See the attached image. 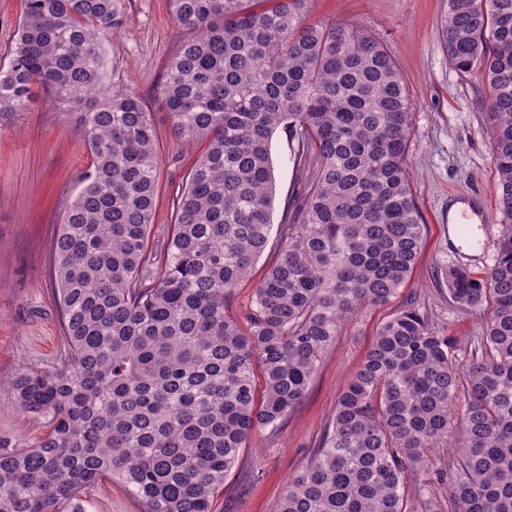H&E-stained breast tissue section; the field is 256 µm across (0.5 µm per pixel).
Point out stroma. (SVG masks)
Masks as SVG:
<instances>
[{"label": "stroma", "mask_w": 512, "mask_h": 512, "mask_svg": "<svg viewBox=\"0 0 512 512\" xmlns=\"http://www.w3.org/2000/svg\"><path fill=\"white\" fill-rule=\"evenodd\" d=\"M444 0H313L309 22L361 24L382 42L401 69L414 103L406 154L415 200L426 225V243L408 284L389 304L365 307L344 323L324 354L305 398L275 431L255 433L224 480L214 512H276L290 475L319 447L336 412L339 393L359 369L381 323L415 297L435 324L466 339L477 316L448 302L437 279L449 265L483 274L494 251L456 246L448 235V196L475 193L495 202V169L486 117V85L477 75L457 73L448 63L439 30ZM124 21L104 44V68L115 85L155 103L168 60L185 36L169 0H122ZM159 198L151 239L163 245L174 221V203L193 161L201 153L172 131L157 113ZM297 145L276 133L271 155L277 193L273 226L310 178L298 163ZM90 156L76 131L70 107L48 110L38 100L24 112L0 115V395L9 394L23 369L47 370L63 349V325L55 298L53 241L60 219L81 187ZM45 420L0 404V449L33 446ZM448 451L435 449L408 475L406 512H416L415 489L429 486L438 512H453L445 483ZM86 512H143L142 503L119 484L102 481L85 495Z\"/></svg>", "instance_id": "35a3bbf8"}]
</instances>
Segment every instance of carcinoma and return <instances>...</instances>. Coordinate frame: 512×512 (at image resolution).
Returning a JSON list of instances; mask_svg holds the SVG:
<instances>
[{
    "instance_id": "1",
    "label": "carcinoma",
    "mask_w": 512,
    "mask_h": 512,
    "mask_svg": "<svg viewBox=\"0 0 512 512\" xmlns=\"http://www.w3.org/2000/svg\"><path fill=\"white\" fill-rule=\"evenodd\" d=\"M170 4L189 37L158 104L176 135L204 149L161 250L150 241L156 113L103 79L119 0H24L0 66V113L40 91L72 107L91 156L54 241L64 354L20 373L10 393L48 431L0 452V512H84L82 495L105 479L144 512H212L241 449L281 427L341 324L391 302L422 250L405 164L413 104L378 39L354 23L308 22L311 0ZM447 4L448 62L490 91L496 258L479 278L442 272L479 333L460 344L415 298L382 323L277 512H406V475L447 447L458 512H512V0ZM278 131L317 168L273 238ZM268 249L276 258L251 305L229 316Z\"/></svg>"
}]
</instances>
